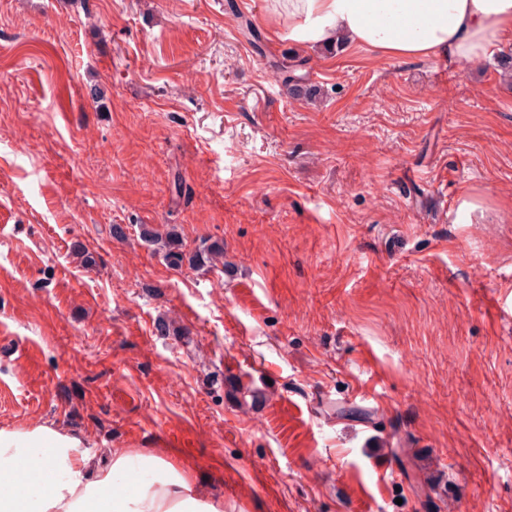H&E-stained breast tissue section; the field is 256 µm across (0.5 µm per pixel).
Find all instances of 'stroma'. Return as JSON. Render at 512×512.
<instances>
[{
	"mask_svg": "<svg viewBox=\"0 0 512 512\" xmlns=\"http://www.w3.org/2000/svg\"><path fill=\"white\" fill-rule=\"evenodd\" d=\"M275 27L0 0V427L165 458L225 512H512V41L465 66ZM141 241L159 254L165 263L172 267L185 264L192 269L209 270L221 264L224 267V245L219 242L202 240L192 251H185L183 238L175 226L164 231L143 227L140 231Z\"/></svg>",
	"mask_w": 512,
	"mask_h": 512,
	"instance_id": "1",
	"label": "stroma"
}]
</instances>
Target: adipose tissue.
<instances>
[{
  "mask_svg": "<svg viewBox=\"0 0 512 512\" xmlns=\"http://www.w3.org/2000/svg\"><path fill=\"white\" fill-rule=\"evenodd\" d=\"M280 32L298 45L366 49L396 59L474 63L512 34V0H272ZM147 479L123 486L133 469ZM0 512H224L166 459L121 453L95 461L51 424L0 427Z\"/></svg>",
  "mask_w": 512,
  "mask_h": 512,
  "instance_id": "1",
  "label": "adipose tissue"
}]
</instances>
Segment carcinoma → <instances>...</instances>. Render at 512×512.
<instances>
[{"mask_svg":"<svg viewBox=\"0 0 512 512\" xmlns=\"http://www.w3.org/2000/svg\"><path fill=\"white\" fill-rule=\"evenodd\" d=\"M295 71L296 68L283 64L276 67L275 77L282 84L293 88L294 95L304 97L308 90L299 83ZM140 239L172 267L179 268L186 264L192 269L209 270L224 264V245L203 240L194 250L187 252L181 234L173 226L162 232L144 227L140 231Z\"/></svg>","mask_w":512,"mask_h":512,"instance_id":"cac0c4a2","label":"carcinoma"}]
</instances>
